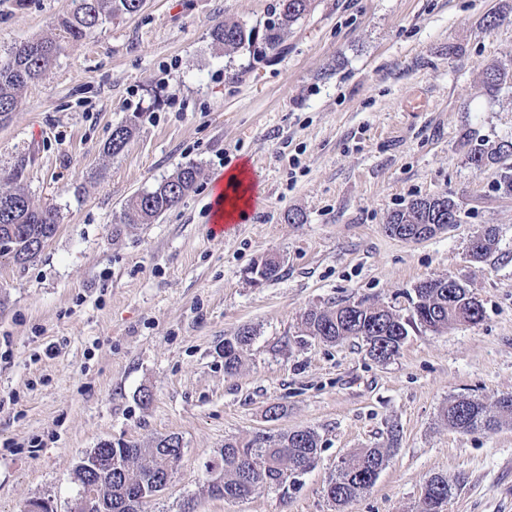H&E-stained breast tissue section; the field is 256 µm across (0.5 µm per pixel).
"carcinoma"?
Masks as SVG:
<instances>
[{
  "instance_id": "carcinoma-1",
  "label": "carcinoma",
  "mask_w": 512,
  "mask_h": 512,
  "mask_svg": "<svg viewBox=\"0 0 512 512\" xmlns=\"http://www.w3.org/2000/svg\"><path fill=\"white\" fill-rule=\"evenodd\" d=\"M146 5V0H72L69 13L58 18L53 38L27 41L13 46L0 56V122H6L18 106L22 91L39 79L54 63L62 43L78 40L87 31L118 17L134 15ZM311 0H279L277 18L264 26L263 32L245 30L236 23L220 22L210 28L214 43L226 50L244 44L253 48V57L262 60L267 52L280 48L286 30L304 18ZM512 80V67L506 65L487 69L485 92L497 94ZM133 132V122L126 121L112 131L108 151L117 155L125 150ZM469 160L478 171L497 168L499 189L512 196V140H504L493 148L479 143L472 146ZM200 169L193 163L180 167L175 174L162 180L153 190L138 195L124 210L123 223L151 224L165 211L177 206L194 190ZM9 186L0 190V243L9 246L8 256L23 267L35 259L32 249L45 246L58 230V213L51 207L34 204L24 184V168L18 165L8 177ZM460 210L456 201L446 194L413 200L404 209L392 214L389 223L406 233L418 224H456ZM474 239L471 257L480 262L496 247L495 229L489 227ZM413 322L439 331L452 323H477L483 318V308L474 303L468 290L448 278L421 282L414 289ZM310 336L327 343L362 339L372 358L397 355L408 336L409 322L388 309L376 305H358L345 301L324 310H311L304 316ZM255 336L254 328L242 327L238 333L224 339V372L234 374L242 363L246 347ZM448 426L461 432H474L512 424V394L497 397L488 404L482 400L457 397L442 412ZM397 431H390L384 448H362L344 461L328 484L326 494L339 512H347L375 484L386 466L394 447ZM320 451L319 437L311 429L281 432L277 435L256 433L250 437L227 439L220 458L207 463V471H219L221 483L208 484L214 498L244 499L264 487H286L288 479L307 472L316 462ZM182 441L177 435L155 440L144 448L138 444L104 443L85 453L96 458H116L112 472L90 473L78 466L75 480L78 495L93 496L92 512H144L153 497L152 489L166 472L175 469L181 460ZM452 486L443 476L432 477L425 485L417 512H441L435 508L446 503Z\"/></svg>"
}]
</instances>
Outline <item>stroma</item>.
<instances>
[{
  "mask_svg": "<svg viewBox=\"0 0 512 512\" xmlns=\"http://www.w3.org/2000/svg\"><path fill=\"white\" fill-rule=\"evenodd\" d=\"M277 8L147 0L65 43L0 124V180L25 162L34 203L59 215L35 260L0 258V512L34 501L71 512L86 452L173 434L181 460L145 512H336L329 479L393 428L399 445L351 512H416L437 475L452 486L443 512H512V425L464 433L440 417L458 396L512 394V197L468 160L472 144L512 139V83L493 97L483 87L512 59V0H314L261 62L209 35L220 21L263 27ZM70 9L0 0V55L54 36ZM130 118L127 148L109 154ZM242 160L260 199L212 236L214 181ZM188 162L201 169L193 192L154 223H122L127 204ZM444 193L460 223L417 242L390 234L394 212ZM291 211L303 222L288 223ZM487 226L498 243L472 261L469 241ZM270 253L280 275L254 287L246 271ZM436 277L462 282L483 319L410 324L387 361L302 322L345 300L409 321L416 285ZM245 325L256 337L230 376L224 340ZM300 429L321 452L287 488L208 494L206 464L225 439Z\"/></svg>",
  "mask_w": 512,
  "mask_h": 512,
  "instance_id": "1",
  "label": "stroma"
}]
</instances>
